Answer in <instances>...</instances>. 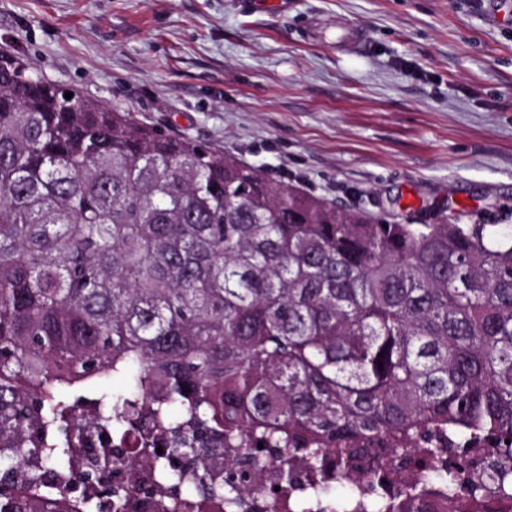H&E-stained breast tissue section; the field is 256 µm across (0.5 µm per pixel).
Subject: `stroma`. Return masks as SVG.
Segmentation results:
<instances>
[{
    "label": "stroma",
    "instance_id": "35a3bbf8",
    "mask_svg": "<svg viewBox=\"0 0 512 512\" xmlns=\"http://www.w3.org/2000/svg\"><path fill=\"white\" fill-rule=\"evenodd\" d=\"M0 53L337 206L512 211V0H0Z\"/></svg>",
    "mask_w": 512,
    "mask_h": 512
}]
</instances>
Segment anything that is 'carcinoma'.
Here are the masks:
<instances>
[{
	"label": "carcinoma",
	"mask_w": 512,
	"mask_h": 512,
	"mask_svg": "<svg viewBox=\"0 0 512 512\" xmlns=\"http://www.w3.org/2000/svg\"><path fill=\"white\" fill-rule=\"evenodd\" d=\"M85 426L159 512L298 472L387 512L402 451L401 497L512 499V225L341 208L0 55V512H125Z\"/></svg>",
	"instance_id": "obj_1"
}]
</instances>
